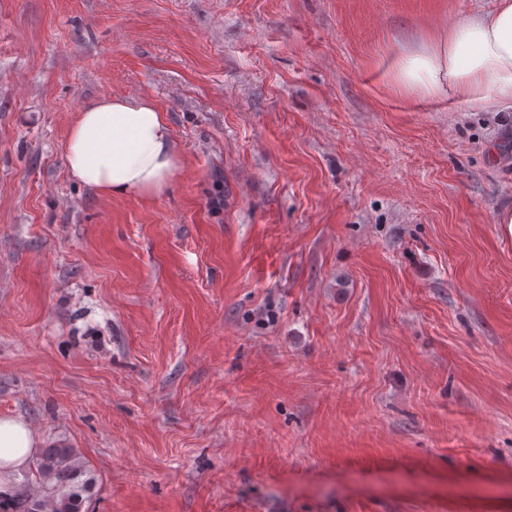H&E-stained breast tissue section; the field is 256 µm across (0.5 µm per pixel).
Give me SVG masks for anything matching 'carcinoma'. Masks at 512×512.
<instances>
[{
  "label": "carcinoma",
  "mask_w": 512,
  "mask_h": 512,
  "mask_svg": "<svg viewBox=\"0 0 512 512\" xmlns=\"http://www.w3.org/2000/svg\"><path fill=\"white\" fill-rule=\"evenodd\" d=\"M35 472L38 490L21 502L23 512H82L84 498L76 484L82 464L76 449L49 443L36 459Z\"/></svg>",
  "instance_id": "1"
}]
</instances>
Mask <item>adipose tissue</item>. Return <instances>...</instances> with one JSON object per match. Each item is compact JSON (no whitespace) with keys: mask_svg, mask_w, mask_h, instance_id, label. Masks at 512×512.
Listing matches in <instances>:
<instances>
[{"mask_svg":"<svg viewBox=\"0 0 512 512\" xmlns=\"http://www.w3.org/2000/svg\"><path fill=\"white\" fill-rule=\"evenodd\" d=\"M396 83L430 99L451 98L470 109L512 108V0L449 21L448 30L401 57ZM66 161L81 184L109 198L161 196L181 158L166 117L146 97H103L78 113ZM38 436L19 417H0V499L17 501V479L38 451Z\"/></svg>","mask_w":512,"mask_h":512,"instance_id":"1","label":"adipose tissue"}]
</instances>
